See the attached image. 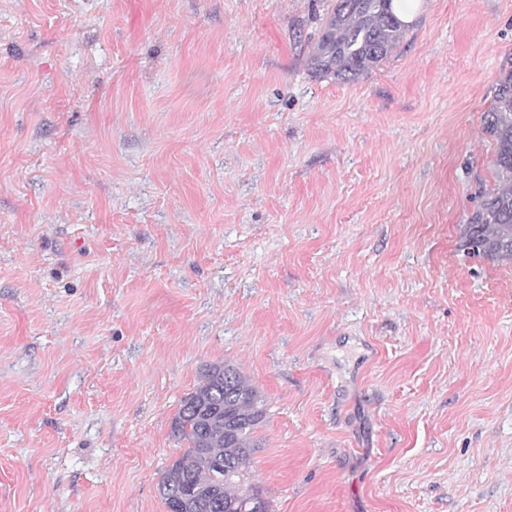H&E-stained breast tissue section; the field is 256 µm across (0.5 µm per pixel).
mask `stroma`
Wrapping results in <instances>:
<instances>
[{
  "mask_svg": "<svg viewBox=\"0 0 512 512\" xmlns=\"http://www.w3.org/2000/svg\"><path fill=\"white\" fill-rule=\"evenodd\" d=\"M322 15L0 0V512H167L216 363L272 512H512V264L461 240L512 0H422L350 83Z\"/></svg>",
  "mask_w": 512,
  "mask_h": 512,
  "instance_id": "35a3bbf8",
  "label": "stroma"
}]
</instances>
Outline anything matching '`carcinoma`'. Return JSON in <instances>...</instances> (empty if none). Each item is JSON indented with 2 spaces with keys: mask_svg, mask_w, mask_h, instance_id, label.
I'll list each match as a JSON object with an SVG mask.
<instances>
[{
  "mask_svg": "<svg viewBox=\"0 0 512 512\" xmlns=\"http://www.w3.org/2000/svg\"><path fill=\"white\" fill-rule=\"evenodd\" d=\"M325 19L309 61L312 73L352 81L388 58L406 22L392 0H324ZM484 130L495 141V186L480 192L463 249L473 257L512 262V68L502 72ZM264 418L257 390L231 365L213 364L202 384L182 401L173 432L188 443L163 473L165 506L181 498L187 512H271L270 503L247 487L256 448L252 434Z\"/></svg>",
  "mask_w": 512,
  "mask_h": 512,
  "instance_id": "cac0c4a2",
  "label": "carcinoma"
}]
</instances>
